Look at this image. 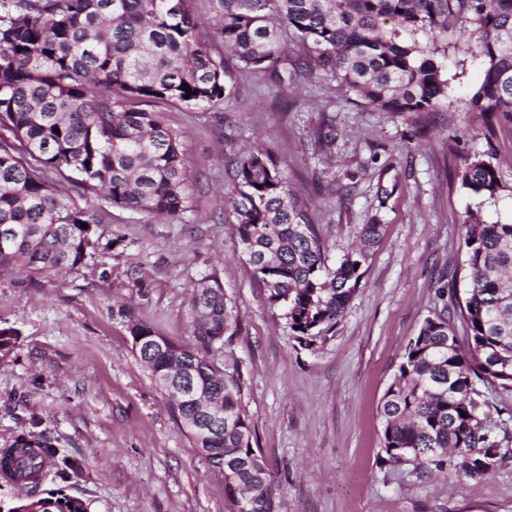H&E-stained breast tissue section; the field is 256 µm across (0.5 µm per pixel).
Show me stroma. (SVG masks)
Masks as SVG:
<instances>
[{
    "label": "stroma",
    "mask_w": 512,
    "mask_h": 512,
    "mask_svg": "<svg viewBox=\"0 0 512 512\" xmlns=\"http://www.w3.org/2000/svg\"><path fill=\"white\" fill-rule=\"evenodd\" d=\"M440 47L448 97L411 117L305 72L288 91L269 88L227 60L220 109L165 112L188 161L182 221L105 204L97 252L79 270L0 277V330L16 337L0 353V448L24 433L83 465L65 482L46 471L34 491L0 478L1 508L58 492L87 512H227L223 474L181 432L118 313L128 304L158 334L192 343L190 293L214 272L239 319L224 369L241 378L280 512H512V457L479 479H429L381 450L380 402L409 339L441 312L464 329V219L512 221V119L469 108L481 77L474 41L452 31ZM329 124L336 138L324 148L318 133ZM259 144L309 201L330 261L371 219L385 226L342 317L309 347L270 308L220 199L227 158ZM489 152L503 189L481 203L457 172L464 155ZM480 401L512 449V392L485 387Z\"/></svg>",
    "instance_id": "obj_1"
}]
</instances>
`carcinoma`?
<instances>
[{
  "instance_id": "obj_1",
  "label": "carcinoma",
  "mask_w": 512,
  "mask_h": 512,
  "mask_svg": "<svg viewBox=\"0 0 512 512\" xmlns=\"http://www.w3.org/2000/svg\"><path fill=\"white\" fill-rule=\"evenodd\" d=\"M219 41L239 69L288 84L284 36L302 47L295 68L317 71L380 112H431L448 95L439 39L459 29L476 40L482 76L470 110L512 118V0H212ZM224 57L197 31L188 0H0V275L65 276L93 257L94 205L52 191L44 174L72 171L79 197L178 221L190 211L187 163L156 104L212 110L226 97ZM188 84L192 94L182 89ZM493 155L460 171L474 197L502 190ZM238 246L269 304L309 347L341 318L383 224L364 225L360 244L329 265L306 200L268 149L229 158ZM87 224L84 229L81 224ZM471 277L461 315L465 340L442 314L426 318L405 347L380 404L386 459L420 461L426 472L481 478L508 451L484 423L477 385L512 391V222L463 223ZM193 343L156 334L126 311L136 355L153 380L188 369L224 426L204 436L208 412L170 402L206 460L224 470V500L236 512H277L266 465L252 446L242 384L219 355L238 326L219 277H202L189 300ZM15 483L79 461L18 438L0 450ZM8 512H87L78 498L49 495Z\"/></svg>"
}]
</instances>
